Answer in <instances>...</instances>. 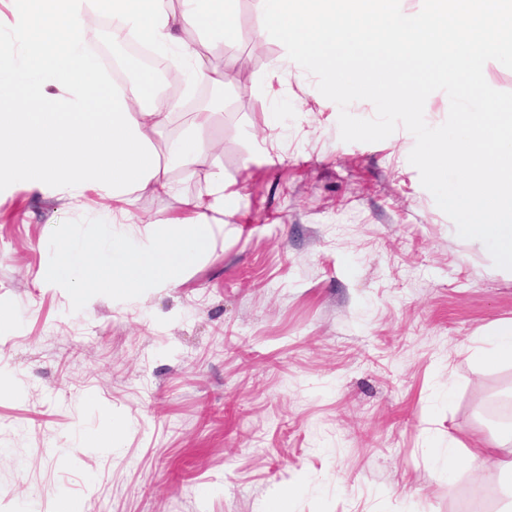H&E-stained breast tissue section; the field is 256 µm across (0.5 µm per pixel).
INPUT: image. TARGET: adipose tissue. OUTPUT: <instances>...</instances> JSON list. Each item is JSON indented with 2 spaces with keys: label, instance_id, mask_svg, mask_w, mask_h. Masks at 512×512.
I'll use <instances>...</instances> for the list:
<instances>
[{
  "label": "adipose tissue",
  "instance_id": "1",
  "mask_svg": "<svg viewBox=\"0 0 512 512\" xmlns=\"http://www.w3.org/2000/svg\"><path fill=\"white\" fill-rule=\"evenodd\" d=\"M11 34L23 58L0 50V198L37 192L71 199L94 191L111 197L116 214L130 217L140 194L168 195L172 170L191 174L215 151L205 140L207 111L193 113L173 137L166 130L178 107L153 85L104 80L85 51L98 18L134 33L158 50L180 51L194 80L223 87L229 69H218L185 40L189 31L229 42L239 34L233 0H10ZM182 218L156 222L144 240L111 244L100 262L102 237L55 238L43 284L63 290L75 308L107 296L121 300L178 283L181 274L211 250L224 213V172L208 174L206 198L187 200Z\"/></svg>",
  "mask_w": 512,
  "mask_h": 512
}]
</instances>
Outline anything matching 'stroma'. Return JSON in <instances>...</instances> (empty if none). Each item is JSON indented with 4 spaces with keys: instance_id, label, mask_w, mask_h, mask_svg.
Listing matches in <instances>:
<instances>
[{
    "instance_id": "35a3bbf8",
    "label": "stroma",
    "mask_w": 512,
    "mask_h": 512,
    "mask_svg": "<svg viewBox=\"0 0 512 512\" xmlns=\"http://www.w3.org/2000/svg\"><path fill=\"white\" fill-rule=\"evenodd\" d=\"M215 66L247 63L206 131L224 171V227L174 286L76 309L40 286L52 237L137 241L185 216L205 173L176 171L175 194H146L131 224L112 202L37 193L0 200V512H262L282 486L290 512H499L495 460L446 474L512 422V362L473 352L512 320V271L460 238L408 161L397 129L345 142L339 107L288 62L269 75L240 40L191 38ZM111 25L88 50L109 83L126 52ZM113 431L108 448L87 447Z\"/></svg>"
}]
</instances>
